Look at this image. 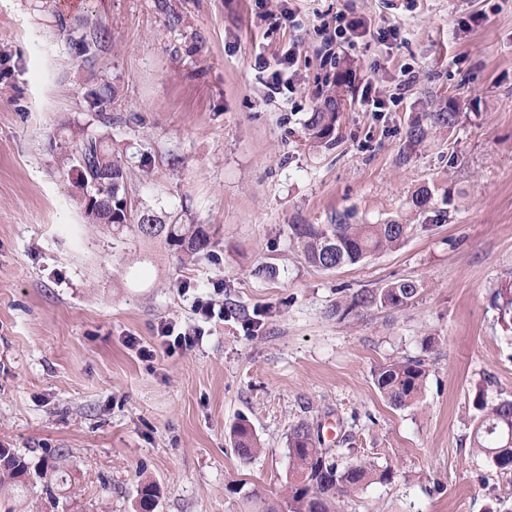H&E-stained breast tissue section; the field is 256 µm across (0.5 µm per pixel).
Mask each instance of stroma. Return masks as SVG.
<instances>
[{"mask_svg":"<svg viewBox=\"0 0 512 512\" xmlns=\"http://www.w3.org/2000/svg\"><path fill=\"white\" fill-rule=\"evenodd\" d=\"M290 7L293 26L274 31L278 0H0V448L68 476L49 495L35 480L20 512H137L143 480L160 489L154 512H262L286 491L301 421L340 460L398 467L343 512H485L501 485L470 435L479 383L512 396V328L492 301L512 284V0ZM339 12L364 26L327 64L319 18ZM60 13L110 31L93 64ZM393 25L398 40L381 41ZM294 41L295 85L269 94L254 60ZM345 70L335 141L313 145L304 123ZM106 84L103 124L87 93ZM369 84L387 111H367ZM440 95L459 124L402 159L410 114ZM75 124L107 135L135 206L207 225L212 247L187 265L164 239L87 223L55 148ZM424 183L455 192L447 220L412 211ZM346 210L409 231L360 264L312 266L292 225ZM403 278L422 285L410 306L337 315ZM218 284L223 319L167 354L159 324L193 323L195 296ZM406 358L429 376L397 409L373 373ZM242 419L261 443L247 460L230 437Z\"/></svg>","mask_w":512,"mask_h":512,"instance_id":"1","label":"stroma"}]
</instances>
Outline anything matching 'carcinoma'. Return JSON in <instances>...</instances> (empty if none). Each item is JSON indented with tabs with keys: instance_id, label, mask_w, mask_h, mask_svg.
Here are the masks:
<instances>
[{
	"instance_id": "cac0c4a2",
	"label": "carcinoma",
	"mask_w": 512,
	"mask_h": 512,
	"mask_svg": "<svg viewBox=\"0 0 512 512\" xmlns=\"http://www.w3.org/2000/svg\"><path fill=\"white\" fill-rule=\"evenodd\" d=\"M67 29L79 46L84 61L96 59L109 32L90 17L78 20L75 27ZM349 82L347 74H339L325 97L323 106L311 113L306 124V138L315 144L331 145L342 105L339 88ZM460 121L455 100L442 96L431 112L413 117L406 132L405 158H410L434 129H454ZM70 147L61 155L71 183L78 189L84 214L91 224L124 232L130 230L142 238L164 237L169 247L180 256L195 258L211 245V235L202 224H166L155 213L130 210L125 214L128 190L126 173L121 163L112 157V147L102 136L89 135L81 128L71 133ZM112 172V182H100V175ZM96 199L107 198L112 207L89 204L91 194ZM436 188L430 185L417 187L411 195L412 208L426 214L434 208ZM352 214L338 212L328 224H293L291 231L301 244L308 262L324 270H334L356 265L364 259L398 247L407 233V225L397 219L380 224H354ZM422 288L416 280L402 279L375 290L362 289L350 297L346 309H371L374 307L401 309L419 296ZM429 374L420 359H404L381 366L374 374V382L388 403L399 409L416 404ZM492 381L478 386L472 400L474 429L470 445L477 455L484 456L500 474H512V398L489 399L488 386ZM234 447L245 459L258 448L251 427L242 419L232 429ZM319 433L306 422L293 426L288 434V457L291 470L288 496L281 503L267 505L265 512H339L343 498L373 483L386 484L397 476L394 464L382 466L371 462L345 463L335 459L321 448ZM0 512H17L16 494L31 482V471L24 457L8 448L0 455ZM487 512H512V479L494 494L493 504Z\"/></svg>"
}]
</instances>
